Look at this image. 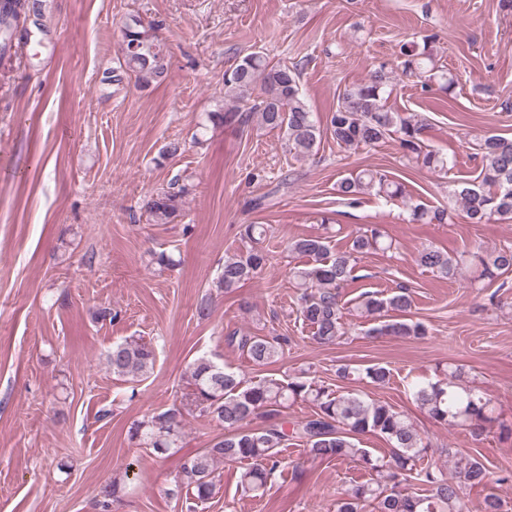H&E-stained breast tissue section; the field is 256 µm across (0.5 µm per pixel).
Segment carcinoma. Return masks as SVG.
Listing matches in <instances>:
<instances>
[{
	"label": "carcinoma",
	"mask_w": 512,
	"mask_h": 512,
	"mask_svg": "<svg viewBox=\"0 0 512 512\" xmlns=\"http://www.w3.org/2000/svg\"><path fill=\"white\" fill-rule=\"evenodd\" d=\"M25 6V0H0V59L10 54ZM400 58L402 75L418 79L424 88L436 80L442 81L443 89L448 91L456 84L452 73H438L428 37L420 44L413 41L403 45ZM168 76L167 47L156 28L144 25L136 16L130 17L122 30L112 83L120 85L132 77L139 87L148 88L165 82ZM300 77L301 68L296 64H272L260 51L248 53L224 71V109L210 113V119L216 125L245 127L256 116L264 127L282 133L289 151L300 158L312 155L326 132L345 148H374L396 134L404 155L412 162L430 170L448 167L445 157L425 145L426 119L386 106L390 76L385 66L376 69L367 81L344 88L324 129L301 91ZM479 151L480 174L472 180L454 182L450 198L460 204L470 224L511 220L512 137L485 135L480 139ZM337 191L353 200L371 192L389 199L403 196L400 183L371 170L340 179ZM187 194L186 186L174 182L152 195L144 203L149 219L155 224L173 222L181 215ZM411 212L415 222L445 224L453 219L446 208L430 212L417 205ZM268 232L265 224L243 225L241 237L248 247L224 259L220 278L224 291L235 290L267 268L270 256L261 243ZM388 248L385 232L376 224L353 235L343 250L333 249L322 236L300 237L288 243V252L307 258L306 265L290 268L289 274L301 288L297 312L312 328V340L329 346L343 335L341 288L351 279L360 258L371 250ZM475 259L480 280L492 283L512 273V248L486 250ZM416 261L446 280L457 278L465 266L463 256L432 246L420 250ZM411 309L412 297L403 285L387 296L364 292L356 305L357 315L371 321L364 332L371 338L427 336L425 323L407 317ZM394 313L403 318L392 317ZM227 341L246 352L254 365L266 366L277 360L286 338L240 336L235 332L227 336ZM105 361L112 374L142 381L154 371L156 351L153 344L130 338L112 345ZM189 373L191 392L183 406L153 414L129 430L130 439L163 456L177 445L186 409L207 415L224 428L223 437L183 460L175 489L171 490L173 495L184 488L199 502L209 500L215 488L214 467L219 462L242 464L239 485L252 492L263 490L280 465L281 449L294 438L315 459L352 458L380 476L373 485H355L346 490L336 501V512H465L460 485L487 484L489 475L484 464L458 452L452 454L455 480L434 463L417 468L427 445L404 413L387 403L368 401L355 390L334 389L309 376L306 370L286 380L269 378L253 383L202 356L189 365ZM353 374L377 386L387 383L391 376L390 369L381 364L354 372L346 367L338 370L342 379ZM461 377L457 367L448 370L446 382L418 380L411 383L410 390L432 420L447 426L465 425L471 435L479 437L485 424L492 421L490 401L476 388L461 383ZM298 401L311 404L313 410L290 426L282 418L283 409ZM257 419L262 421L261 427H247ZM364 434L383 438L390 445L389 455L374 457L367 449L357 447L355 437ZM411 479L424 486V496L402 493L400 486ZM121 491L117 481L100 490L97 506L101 512H112V503L120 499Z\"/></svg>",
	"instance_id": "cac0c4a2"
}]
</instances>
